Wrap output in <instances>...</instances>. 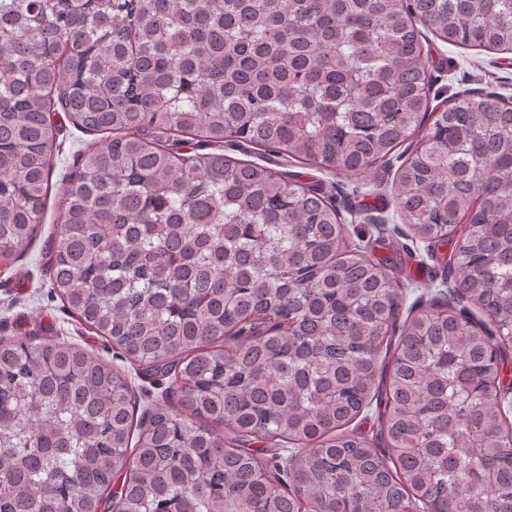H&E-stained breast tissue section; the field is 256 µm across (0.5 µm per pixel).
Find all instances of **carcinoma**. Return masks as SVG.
Instances as JSON below:
<instances>
[{
	"label": "carcinoma",
	"mask_w": 512,
	"mask_h": 512,
	"mask_svg": "<svg viewBox=\"0 0 512 512\" xmlns=\"http://www.w3.org/2000/svg\"><path fill=\"white\" fill-rule=\"evenodd\" d=\"M421 26L512 52V0H0V259L43 219L50 113L112 135L61 188L51 285L180 393L135 438L122 369L0 336V512H512L509 403L485 389L505 358L452 306L512 334V102L455 100L398 167L450 306L393 351L390 257L350 241L332 190L223 152L349 177L393 156L430 111ZM381 395L375 436L349 430ZM284 439L287 490L252 448Z\"/></svg>",
	"instance_id": "obj_1"
}]
</instances>
